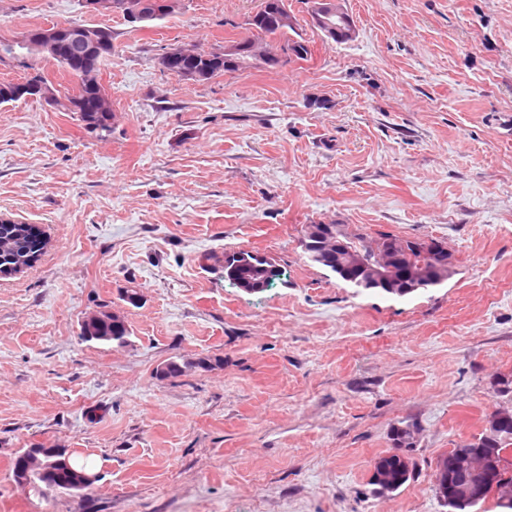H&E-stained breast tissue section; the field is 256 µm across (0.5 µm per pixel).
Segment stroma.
Segmentation results:
<instances>
[{
	"label": "stroma",
	"mask_w": 512,
	"mask_h": 512,
	"mask_svg": "<svg viewBox=\"0 0 512 512\" xmlns=\"http://www.w3.org/2000/svg\"><path fill=\"white\" fill-rule=\"evenodd\" d=\"M338 2L351 40L288 0L308 60L196 82L161 54L245 37L259 0H179L143 29L84 0H0V39L96 24L114 50L107 137L40 100L0 105V217L48 239L0 279V512H446L437 458L512 402V0ZM308 224L433 240L455 272L360 292L309 259ZM239 249L281 280L229 285ZM100 312L128 346L81 341ZM170 359L183 374L157 377ZM39 443L98 482L28 493L13 459ZM394 453L415 475L377 494Z\"/></svg>",
	"instance_id": "1"
}]
</instances>
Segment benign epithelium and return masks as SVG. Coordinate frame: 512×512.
<instances>
[{
	"label": "benign epithelium",
	"instance_id": "1",
	"mask_svg": "<svg viewBox=\"0 0 512 512\" xmlns=\"http://www.w3.org/2000/svg\"><path fill=\"white\" fill-rule=\"evenodd\" d=\"M91 13L101 15L120 14L129 22L138 19L150 9L160 8L166 12L175 10L178 0H85ZM336 13L342 22L348 26V35L354 33L352 19L341 7H332L326 0H313L309 21L315 27L329 32L333 25L328 21L331 13ZM32 46L39 52V57L52 61L69 70L77 83L94 78L95 84H101L99 75L85 70L76 61L74 48L77 45L85 49L86 55L95 56L105 49L112 48V41L107 30L97 25L74 26H45L39 29V36L31 39ZM13 95L17 98L37 99L46 102L62 103L70 112H107L112 109L111 99L100 92L87 97L77 92L61 101L56 94V88L47 78L27 79L14 84ZM302 247L310 257L317 260L329 259L342 251L343 262L341 275L350 282L364 290L377 288H408L414 290L425 286L427 282L437 284L448 280L453 272L454 257L448 248L436 244L430 248L428 266H414L406 263L404 258L409 254L407 241L400 239L378 240L373 245L374 256L354 252L346 247L345 242L336 236L311 229L310 239L302 240ZM459 466L468 469L474 477L489 491V495L496 497L501 503L512 502V482L508 480L504 471L512 466V459L501 456L496 471L489 469L488 462L482 455H462L458 458L440 459L439 466ZM41 459L37 449L28 448L16 459V478L25 480L31 474L39 471Z\"/></svg>",
	"mask_w": 512,
	"mask_h": 512
}]
</instances>
